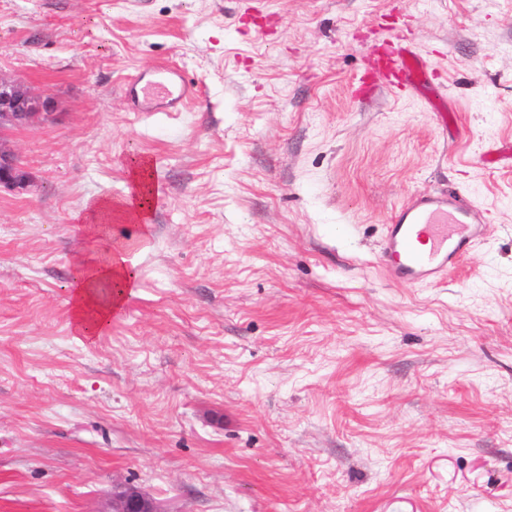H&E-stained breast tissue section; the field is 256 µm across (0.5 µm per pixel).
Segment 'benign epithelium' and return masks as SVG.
<instances>
[{"instance_id": "obj_1", "label": "benign epithelium", "mask_w": 512, "mask_h": 512, "mask_svg": "<svg viewBox=\"0 0 512 512\" xmlns=\"http://www.w3.org/2000/svg\"><path fill=\"white\" fill-rule=\"evenodd\" d=\"M55 110L50 95L38 94L21 78L0 76V188L20 189L26 174L19 154L9 144L6 133L47 119ZM112 512H161L157 504L133 492L113 497Z\"/></svg>"}]
</instances>
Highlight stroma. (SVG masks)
Here are the masks:
<instances>
[{"label":"stroma","instance_id":"1","mask_svg":"<svg viewBox=\"0 0 512 512\" xmlns=\"http://www.w3.org/2000/svg\"><path fill=\"white\" fill-rule=\"evenodd\" d=\"M403 29L424 95L352 86ZM171 63L199 98L137 112ZM0 73L57 107L11 131L0 191V512H512V0H0ZM138 288L94 341L79 259L138 232ZM448 189L490 231L458 274L387 280L393 210ZM108 233L89 236L96 204ZM130 196L123 202L132 221L140 224L142 236L146 238L150 231L149 204L157 188L153 182L151 163L147 159L138 161L131 171ZM113 512H162L157 504L133 491L118 493L112 500Z\"/></svg>","mask_w":512,"mask_h":512}]
</instances>
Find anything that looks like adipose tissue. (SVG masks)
<instances>
[{"mask_svg": "<svg viewBox=\"0 0 512 512\" xmlns=\"http://www.w3.org/2000/svg\"><path fill=\"white\" fill-rule=\"evenodd\" d=\"M131 191L123 206L142 230L151 227L149 204L155 193L149 160L138 161L131 171ZM130 241L114 242L102 254L95 253L77 266L70 296L71 323L75 332L91 341L101 336L135 293L137 272Z\"/></svg>", "mask_w": 512, "mask_h": 512, "instance_id": "ef3b65f1", "label": "adipose tissue"}]
</instances>
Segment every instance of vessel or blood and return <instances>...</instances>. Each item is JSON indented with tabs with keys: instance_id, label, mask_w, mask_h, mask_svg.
<instances>
[{
	"instance_id": "1",
	"label": "vessel or blood",
	"mask_w": 512,
	"mask_h": 512,
	"mask_svg": "<svg viewBox=\"0 0 512 512\" xmlns=\"http://www.w3.org/2000/svg\"><path fill=\"white\" fill-rule=\"evenodd\" d=\"M375 79L404 94L433 82L434 73L409 44L397 39L372 52L360 90H367ZM125 93L143 112H178L198 97L195 85L167 66L158 67L153 78L130 83ZM487 232L484 209L462 195L416 194L389 219L380 265L395 283L436 281L449 275Z\"/></svg>"
}]
</instances>
